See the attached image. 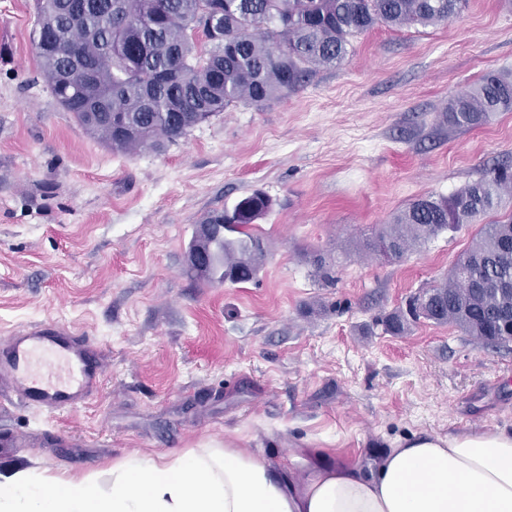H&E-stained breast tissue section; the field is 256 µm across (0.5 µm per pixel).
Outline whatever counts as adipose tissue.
<instances>
[{
	"instance_id": "adipose-tissue-1",
	"label": "adipose tissue",
	"mask_w": 512,
	"mask_h": 512,
	"mask_svg": "<svg viewBox=\"0 0 512 512\" xmlns=\"http://www.w3.org/2000/svg\"><path fill=\"white\" fill-rule=\"evenodd\" d=\"M277 466L225 445L112 469L42 489L43 476L0 472V512H512V431L398 442L376 462Z\"/></svg>"
}]
</instances>
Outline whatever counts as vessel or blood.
<instances>
[{
    "label": "vessel or blood",
    "mask_w": 512,
    "mask_h": 512,
    "mask_svg": "<svg viewBox=\"0 0 512 512\" xmlns=\"http://www.w3.org/2000/svg\"><path fill=\"white\" fill-rule=\"evenodd\" d=\"M101 378L97 347L69 326L47 323L0 341V384L49 413L82 408Z\"/></svg>",
    "instance_id": "1"
}]
</instances>
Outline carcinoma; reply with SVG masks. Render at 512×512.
<instances>
[{"instance_id": "obj_1", "label": "carcinoma", "mask_w": 512, "mask_h": 512, "mask_svg": "<svg viewBox=\"0 0 512 512\" xmlns=\"http://www.w3.org/2000/svg\"><path fill=\"white\" fill-rule=\"evenodd\" d=\"M223 0H34L39 29L51 48H37L54 103L115 152L161 150L191 128L238 103L267 104L300 87L318 67L341 64L350 38L379 25H437L458 17L468 0H234L214 35L208 14ZM209 46L198 52V41ZM512 110V74L490 72L448 100V124L468 128ZM512 197V169L503 167L449 198L425 196L393 215L375 237L399 256ZM272 209L262 192L230 212L207 214L194 243L209 282L252 281L266 256L249 226ZM512 219L487 224L448 278L421 290L420 312L396 310L380 321L403 335L421 318L451 324L481 346L512 347V259L501 254Z\"/></svg>"}]
</instances>
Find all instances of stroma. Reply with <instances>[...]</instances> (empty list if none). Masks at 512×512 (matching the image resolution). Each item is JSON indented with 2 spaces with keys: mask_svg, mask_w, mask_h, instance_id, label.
I'll return each instance as SVG.
<instances>
[{
  "mask_svg": "<svg viewBox=\"0 0 512 512\" xmlns=\"http://www.w3.org/2000/svg\"><path fill=\"white\" fill-rule=\"evenodd\" d=\"M32 0H0V339L45 321L89 336L103 385L56 416L0 407V470L70 481L231 441L271 463L302 448L376 459L426 435L512 430V350L380 318L439 282L512 198L401 260L363 247L412 201L512 165V111L449 126V98L512 72V5L470 0L434 26H378L335 67L258 108L212 116L160 152H112L40 81ZM267 255L243 284L190 273L210 211L253 192ZM331 264L324 283L316 256Z\"/></svg>",
  "mask_w": 512,
  "mask_h": 512,
  "instance_id": "obj_1",
  "label": "stroma"
}]
</instances>
